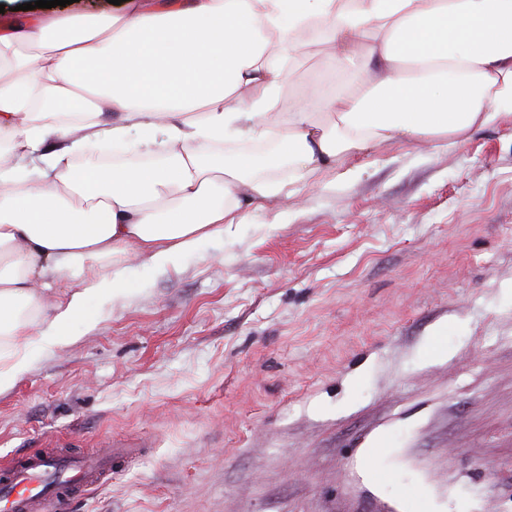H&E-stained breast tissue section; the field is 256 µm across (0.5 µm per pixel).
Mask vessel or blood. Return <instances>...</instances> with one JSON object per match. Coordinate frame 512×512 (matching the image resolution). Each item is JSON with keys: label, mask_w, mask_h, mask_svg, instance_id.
<instances>
[{"label": "vessel or blood", "mask_w": 512, "mask_h": 512, "mask_svg": "<svg viewBox=\"0 0 512 512\" xmlns=\"http://www.w3.org/2000/svg\"><path fill=\"white\" fill-rule=\"evenodd\" d=\"M368 454L352 459L355 474L379 487L390 478L389 471L374 463V456L388 452L392 442L378 434L368 442ZM114 452L80 457L49 449L40 453L13 451L0 457V512H57L67 499L80 497L113 473ZM400 512H434L433 501L413 485L399 493Z\"/></svg>", "instance_id": "obj_1"}]
</instances>
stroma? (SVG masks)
Instances as JSON below:
<instances>
[{"mask_svg":"<svg viewBox=\"0 0 512 512\" xmlns=\"http://www.w3.org/2000/svg\"><path fill=\"white\" fill-rule=\"evenodd\" d=\"M109 0L4 11L0 32ZM293 55L282 98L337 80ZM258 212L36 350L0 393V456L136 445L67 512H512V115L457 144H392ZM392 429V483L348 455ZM398 508V511L434 512V503L429 497L420 495L416 486L405 485L399 493Z\"/></svg>","mask_w":512,"mask_h":512,"instance_id":"stroma-1","label":"stroma"}]
</instances>
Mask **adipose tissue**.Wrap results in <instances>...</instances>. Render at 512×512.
<instances>
[{
    "instance_id": "1",
    "label": "adipose tissue",
    "mask_w": 512,
    "mask_h": 512,
    "mask_svg": "<svg viewBox=\"0 0 512 512\" xmlns=\"http://www.w3.org/2000/svg\"><path fill=\"white\" fill-rule=\"evenodd\" d=\"M351 90L277 111L311 22ZM37 53L20 55L19 43ZM0 392L93 298L393 142L512 113V0H162L0 34ZM287 179H279L281 170Z\"/></svg>"
}]
</instances>
